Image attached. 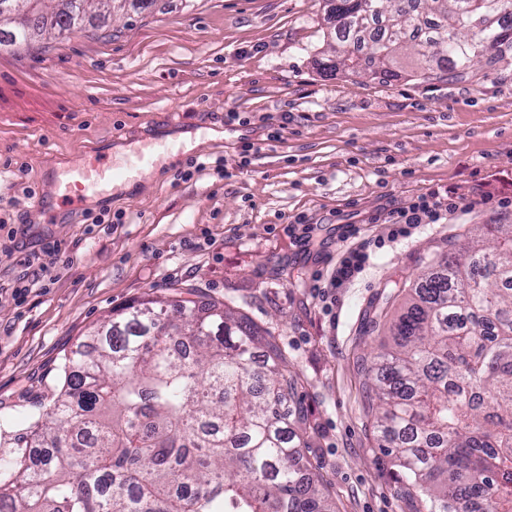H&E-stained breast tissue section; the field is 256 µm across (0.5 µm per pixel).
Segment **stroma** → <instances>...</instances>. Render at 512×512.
<instances>
[{
    "instance_id": "35a3bbf8",
    "label": "stroma",
    "mask_w": 512,
    "mask_h": 512,
    "mask_svg": "<svg viewBox=\"0 0 512 512\" xmlns=\"http://www.w3.org/2000/svg\"><path fill=\"white\" fill-rule=\"evenodd\" d=\"M331 0H155L36 49L0 51V418L24 431L61 387L66 355L111 310L187 285L275 338L299 375L294 399L315 426L303 463L336 512H415L391 457L366 425L357 360L382 292L408 289L449 242L512 224V65L426 81L325 76ZM238 113L228 121V113ZM223 133L159 176L73 208L54 171L93 151L166 133ZM260 146L240 167L239 147ZM447 191L443 224L386 239L385 218L417 195ZM122 212L90 224L86 211ZM311 225L310 235L287 225ZM353 222L370 258L334 298L336 261ZM60 243L55 279L13 289L43 241Z\"/></svg>"
}]
</instances>
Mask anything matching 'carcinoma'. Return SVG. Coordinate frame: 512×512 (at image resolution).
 I'll use <instances>...</instances> for the list:
<instances>
[{"label":"carcinoma","instance_id":"1","mask_svg":"<svg viewBox=\"0 0 512 512\" xmlns=\"http://www.w3.org/2000/svg\"><path fill=\"white\" fill-rule=\"evenodd\" d=\"M0 11V46L83 30L91 0H41ZM381 32L392 0H334L336 59L399 80L395 55L414 29L425 80L493 65L512 48V0H418ZM11 25L3 30L1 25ZM492 241L448 246L393 317L365 333L390 342L361 358L378 447L426 512H512V226ZM29 430L0 445V512H335L297 465L312 445L307 412L290 409L298 378L247 317L146 298L112 311Z\"/></svg>","mask_w":512,"mask_h":512}]
</instances>
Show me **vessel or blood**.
<instances>
[{
	"mask_svg": "<svg viewBox=\"0 0 512 512\" xmlns=\"http://www.w3.org/2000/svg\"><path fill=\"white\" fill-rule=\"evenodd\" d=\"M182 143L157 139L121 155H87L53 175L61 198L74 205L112 195L118 186L140 181L145 173L183 154Z\"/></svg>",
	"mask_w": 512,
	"mask_h": 512,
	"instance_id": "1",
	"label": "vessel or blood"
}]
</instances>
